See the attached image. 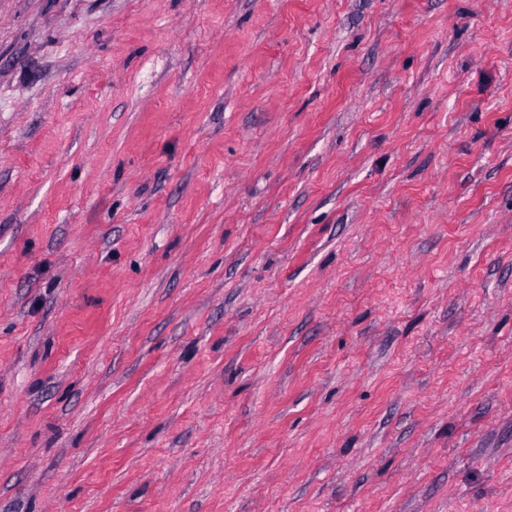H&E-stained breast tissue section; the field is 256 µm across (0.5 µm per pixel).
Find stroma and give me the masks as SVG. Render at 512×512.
<instances>
[{
	"label": "stroma",
	"mask_w": 512,
	"mask_h": 512,
	"mask_svg": "<svg viewBox=\"0 0 512 512\" xmlns=\"http://www.w3.org/2000/svg\"><path fill=\"white\" fill-rule=\"evenodd\" d=\"M0 512H512V0H0Z\"/></svg>",
	"instance_id": "obj_1"
}]
</instances>
